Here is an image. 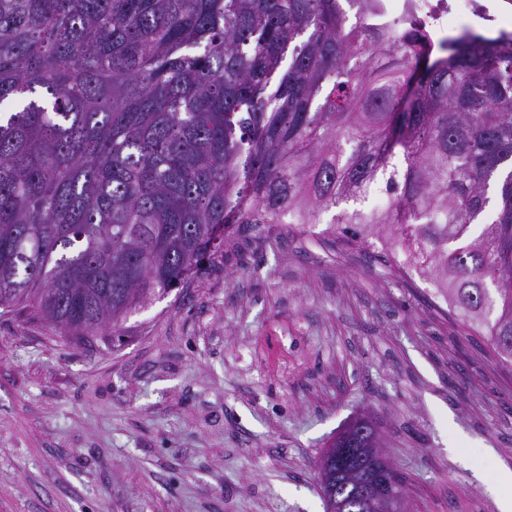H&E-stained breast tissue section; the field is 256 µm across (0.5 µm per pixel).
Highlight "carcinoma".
<instances>
[{
  "label": "carcinoma",
  "mask_w": 512,
  "mask_h": 512,
  "mask_svg": "<svg viewBox=\"0 0 512 512\" xmlns=\"http://www.w3.org/2000/svg\"><path fill=\"white\" fill-rule=\"evenodd\" d=\"M356 2L0 0V307L116 332L216 229L337 208L512 367V33Z\"/></svg>",
  "instance_id": "cac0c4a2"
}]
</instances>
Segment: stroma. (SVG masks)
<instances>
[{"label":"stroma","mask_w":512,"mask_h":512,"mask_svg":"<svg viewBox=\"0 0 512 512\" xmlns=\"http://www.w3.org/2000/svg\"><path fill=\"white\" fill-rule=\"evenodd\" d=\"M364 412L406 512H497L512 370L380 252L242 228L118 334L0 308V512H324L318 461Z\"/></svg>","instance_id":"obj_1"}]
</instances>
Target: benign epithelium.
<instances>
[{"label":"benign epithelium","mask_w":512,"mask_h":512,"mask_svg":"<svg viewBox=\"0 0 512 512\" xmlns=\"http://www.w3.org/2000/svg\"><path fill=\"white\" fill-rule=\"evenodd\" d=\"M323 458L326 468L336 475V487L353 486L339 501L341 512H401L402 503L396 493L384 489L381 474L393 467L369 416L351 419Z\"/></svg>","instance_id":"1"}]
</instances>
